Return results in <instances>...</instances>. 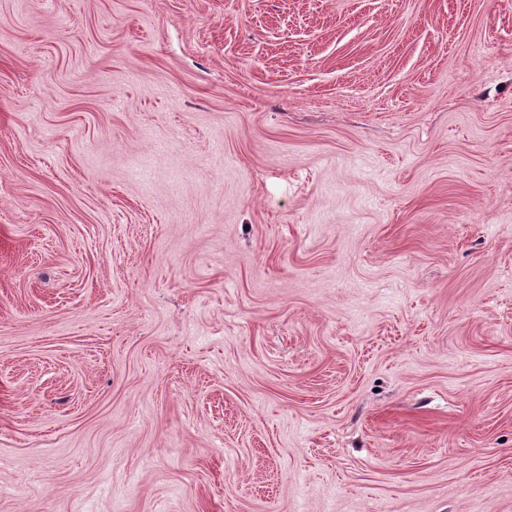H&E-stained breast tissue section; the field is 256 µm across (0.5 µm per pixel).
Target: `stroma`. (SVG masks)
I'll return each instance as SVG.
<instances>
[{"label": "stroma", "mask_w": 512, "mask_h": 512, "mask_svg": "<svg viewBox=\"0 0 512 512\" xmlns=\"http://www.w3.org/2000/svg\"><path fill=\"white\" fill-rule=\"evenodd\" d=\"M0 512H512V0H0Z\"/></svg>", "instance_id": "stroma-1"}]
</instances>
